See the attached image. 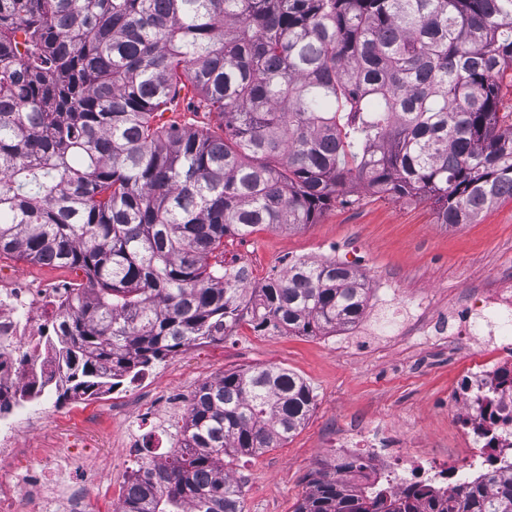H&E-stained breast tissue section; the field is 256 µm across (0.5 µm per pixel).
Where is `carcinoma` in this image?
I'll return each mask as SVG.
<instances>
[{
	"label": "carcinoma",
	"instance_id": "carcinoma-1",
	"mask_svg": "<svg viewBox=\"0 0 512 512\" xmlns=\"http://www.w3.org/2000/svg\"><path fill=\"white\" fill-rule=\"evenodd\" d=\"M512 0H0V254L83 271L51 318L62 397H91L244 317L259 332L354 326L362 276L295 261L259 287L210 264L227 235L316 223L361 186L431 196L442 224L512 200ZM189 95L222 133L160 124ZM292 371L224 372L194 394L123 512H242L224 456L308 419ZM322 472L297 512H512V478L398 495Z\"/></svg>",
	"mask_w": 512,
	"mask_h": 512
}]
</instances>
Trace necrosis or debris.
Returning <instances> with one entry per match:
<instances>
[{"label":"necrosis or debris","instance_id":"necrosis-or-debris-1","mask_svg":"<svg viewBox=\"0 0 512 512\" xmlns=\"http://www.w3.org/2000/svg\"><path fill=\"white\" fill-rule=\"evenodd\" d=\"M71 293L67 283L0 278V404L14 403L32 382L59 379L55 353L44 341L46 316L64 310ZM431 330L488 355L462 373L454 392L452 417L473 453L447 469L418 467L405 449L364 435L362 453L396 492L438 480L452 493L493 471L512 474V277L496 279L474 299L449 304ZM25 454L16 431L0 433V512H102L108 490L94 488L92 476L74 478L76 455L48 453L39 467L21 472L17 464Z\"/></svg>","mask_w":512,"mask_h":512}]
</instances>
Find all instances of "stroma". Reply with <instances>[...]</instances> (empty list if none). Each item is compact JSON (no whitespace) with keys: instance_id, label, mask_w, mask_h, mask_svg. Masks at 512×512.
I'll list each match as a JSON object with an SVG mask.
<instances>
[{"instance_id":"stroma-1","label":"stroma","mask_w":512,"mask_h":512,"mask_svg":"<svg viewBox=\"0 0 512 512\" xmlns=\"http://www.w3.org/2000/svg\"><path fill=\"white\" fill-rule=\"evenodd\" d=\"M333 259L363 276L367 288L392 285L389 306L421 304L416 326L385 327L366 308L358 328L341 335L259 333L241 321L219 341L194 343L156 362L139 380L90 398L50 399L49 418H20L18 438L28 445L22 464H40L45 448L79 451L83 465L113 488L151 456L157 445L175 447L187 410L171 413L165 426L116 414L129 395L178 391L191 401L207 381L229 370L279 366L302 377L314 394L307 421L279 448L252 457L225 456L224 466L242 489V512H295L316 471H333L339 441L362 433L387 436L424 462L455 465L470 448L448 418L451 389L466 367L444 336H422L449 302L477 294L498 277L512 276V200L484 210L470 224H443L432 199H396L360 190L350 203H333L316 223L262 228L246 237L226 236L223 260L253 268L262 284L289 263ZM0 275L82 283L79 270L31 264L0 255ZM139 446L126 451L121 436Z\"/></svg>"}]
</instances>
